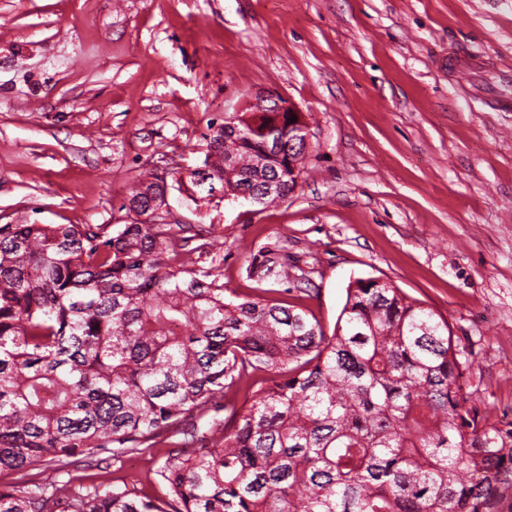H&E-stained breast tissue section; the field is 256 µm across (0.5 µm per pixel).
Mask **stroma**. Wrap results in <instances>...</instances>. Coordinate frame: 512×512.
Instances as JSON below:
<instances>
[{
	"instance_id": "1",
	"label": "stroma",
	"mask_w": 512,
	"mask_h": 512,
	"mask_svg": "<svg viewBox=\"0 0 512 512\" xmlns=\"http://www.w3.org/2000/svg\"><path fill=\"white\" fill-rule=\"evenodd\" d=\"M266 89L309 125L296 190L192 201L210 123ZM493 98L512 99V0H0V224L131 223L157 167L226 288L277 287L252 269L287 254L329 333L349 283L383 279L447 319L466 390L512 421V111ZM180 440L70 472L156 495Z\"/></svg>"
}]
</instances>
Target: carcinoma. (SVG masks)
<instances>
[{
	"label": "carcinoma",
	"mask_w": 512,
	"mask_h": 512,
	"mask_svg": "<svg viewBox=\"0 0 512 512\" xmlns=\"http://www.w3.org/2000/svg\"><path fill=\"white\" fill-rule=\"evenodd\" d=\"M279 144L278 152H265ZM204 165L224 198L288 197V113H224ZM156 170L132 224H0V473L119 459L178 427L162 497L46 478L0 512H501L512 421L463 392L448 321L357 279L332 335L297 302L239 297L173 247ZM192 251L217 256L199 233ZM278 254L253 274L280 277ZM232 424L200 434L220 398Z\"/></svg>",
	"instance_id": "obj_1"
}]
</instances>
